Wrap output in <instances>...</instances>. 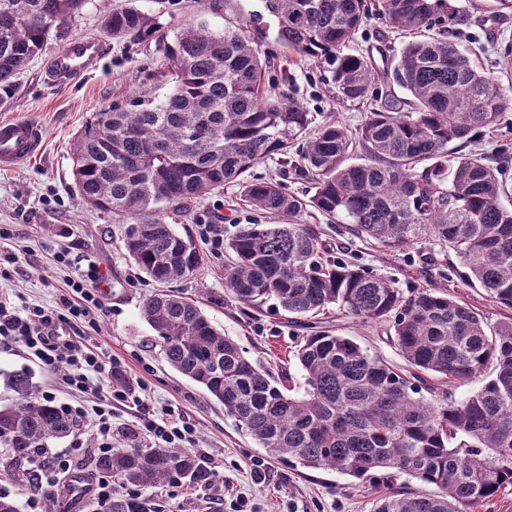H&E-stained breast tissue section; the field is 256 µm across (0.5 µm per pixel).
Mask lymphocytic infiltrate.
<instances>
[{
  "mask_svg": "<svg viewBox=\"0 0 512 512\" xmlns=\"http://www.w3.org/2000/svg\"><path fill=\"white\" fill-rule=\"evenodd\" d=\"M53 261L68 272L69 295L62 297L58 307L53 309L42 306L18 309L0 300V344L21 346L45 365L63 370L62 381L71 398L62 402L61 409L73 419H83L89 413L75 404V397L89 393L97 396L98 402L91 413L95 415L100 453L112 450L113 404L129 401L140 406V427L156 443L176 448L195 446L194 426L175 409L153 414L143 408L134 387L112 388L108 380L116 369L115 362L110 355L86 344L84 327H96L99 315L105 311L98 267L91 263L87 268H79L77 259L66 249L55 251ZM70 467L71 453L66 449L33 461L27 512H41L48 488L54 487L59 474Z\"/></svg>",
  "mask_w": 512,
  "mask_h": 512,
  "instance_id": "1",
  "label": "lymphocytic infiltrate"
}]
</instances>
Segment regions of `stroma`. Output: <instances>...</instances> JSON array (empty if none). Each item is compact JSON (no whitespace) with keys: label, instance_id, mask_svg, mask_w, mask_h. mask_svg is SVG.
Listing matches in <instances>:
<instances>
[{"label":"stroma","instance_id":"35a3bbf8","mask_svg":"<svg viewBox=\"0 0 512 512\" xmlns=\"http://www.w3.org/2000/svg\"><path fill=\"white\" fill-rule=\"evenodd\" d=\"M116 2L133 4L148 13L154 33L135 42L114 37L103 25L104 0H88L80 14L52 33L9 92L0 91V119L33 121L45 135V149L39 158L20 169L0 171V225H12L21 247L9 278H0V296L11 299L18 308L57 307L66 293L65 275L56 271L52 254L68 246L103 272L107 310L97 328L87 329L88 346L116 359L119 370L111 379L112 386L142 384L151 409L178 410L195 427L198 448L210 453L224 481L220 494L208 488L191 489L183 483L134 488V495L156 500L160 512H374L381 493L404 484L418 488V481L412 479L404 484L397 480L360 481L333 470L294 469L270 458L225 415L223 405L166 364L153 330L139 315L142 298L159 290L160 285L142 274L129 258L122 239L126 217L83 206L76 198L71 161L74 136L94 112L111 106L128 107L141 96L166 94L170 76L159 45L173 43L177 33L190 24L203 22L216 32L236 29L253 39L261 57L272 58V77L287 78L316 123L331 119L356 130L365 119L366 105L338 103L329 68L289 53L278 39L275 21L263 15L261 0ZM463 3L474 22L457 30L454 38L478 54L487 73L499 76L493 43L512 42V16L493 20V0ZM79 37L102 43L98 67L66 87L47 83L43 78L46 63ZM162 216L176 233L195 243L201 256L198 272L187 280L170 283L169 291L195 301L212 325L234 339L253 364L301 383L302 373L293 351L296 341L307 335V328L291 323L276 301L252 308L225 296L224 253L214 250L198 233L199 225L220 224L229 239L242 225L264 222V215L241 201L238 187L228 185L198 200L190 211L168 209ZM299 221L318 229L328 247V259L369 268L393 280L403 293L423 287L447 289L483 310L492 325L512 315V310L490 302L482 288L466 287L463 266H438L429 250L416 247L397 255L383 252L371 242L351 237L311 208L301 212ZM318 326L355 340L394 366L406 365L387 325L361 323L335 307L319 316ZM20 368L32 372L39 392L67 400L68 393L56 373L22 349L0 347V402L8 404L14 399L2 374ZM76 439L81 441V448H72ZM97 446L96 428L88 419L80 420L70 437L52 444L56 450L72 449L74 470L86 475L98 455Z\"/></svg>","mask_w":512,"mask_h":512}]
</instances>
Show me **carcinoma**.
<instances>
[{
    "label": "carcinoma",
    "mask_w": 512,
    "mask_h": 512,
    "mask_svg": "<svg viewBox=\"0 0 512 512\" xmlns=\"http://www.w3.org/2000/svg\"><path fill=\"white\" fill-rule=\"evenodd\" d=\"M279 39L297 57L327 64L336 99L357 103L374 84L392 87L354 133L326 123L311 135L310 112L269 77L271 61L236 30L189 25L162 45L172 91L104 109L74 139L79 203L126 215L128 256L156 282L187 279L201 259L160 214L226 185L286 224H245L225 245V292L237 302L275 299L291 316L331 306L367 324L388 323L407 366L402 374L352 339L319 331L296 357L303 385L256 368L237 343L179 295L154 293L139 314L156 333L167 364L224 406L270 457L295 467L335 470L359 480L382 473L435 491L380 496L374 512H469L512 488V318L489 325L483 311L445 292L406 296L358 266L323 262L324 244L295 221L311 207L357 238L389 252L437 246L468 270L467 284L512 308V185L503 178L508 144L489 155L473 146L508 109L498 80L447 35L469 24L460 0H261ZM87 0H0V89ZM371 17L436 37L404 44L380 69L370 54L343 48ZM116 37L152 31L134 7L108 11ZM404 92L400 97L393 88ZM361 157L348 162L351 153ZM312 181L303 202L274 180L247 173L274 158ZM456 385L483 384L463 397L428 399L421 374ZM15 402L0 407V447L31 458L72 432L74 422L38 395L32 374H5ZM94 468L120 486L184 482L208 487L214 475L190 449L114 448ZM106 512H155L151 499L112 490Z\"/></svg>",
    "instance_id": "obj_1"
}]
</instances>
